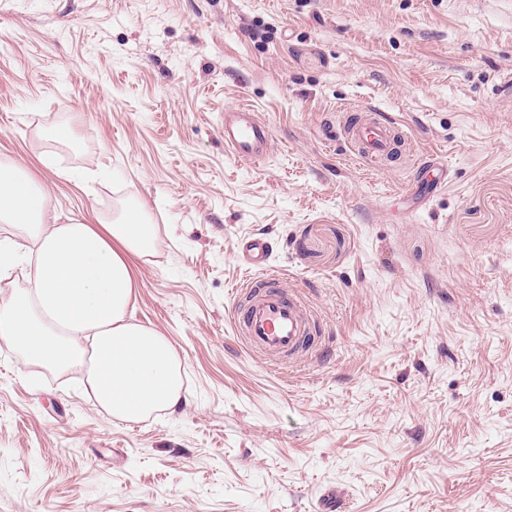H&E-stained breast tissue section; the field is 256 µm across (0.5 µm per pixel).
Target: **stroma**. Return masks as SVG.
<instances>
[{
  "instance_id": "stroma-1",
  "label": "stroma",
  "mask_w": 512,
  "mask_h": 512,
  "mask_svg": "<svg viewBox=\"0 0 512 512\" xmlns=\"http://www.w3.org/2000/svg\"><path fill=\"white\" fill-rule=\"evenodd\" d=\"M510 75L512 0H0V156L64 214L144 208L128 315L187 398L120 421L0 340V512H512ZM365 107L413 140L377 171L325 140ZM254 234L321 321L279 365L230 322ZM272 141L270 125L250 105L224 110V150L235 158L262 161Z\"/></svg>"
}]
</instances>
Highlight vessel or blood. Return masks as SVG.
<instances>
[{
    "mask_svg": "<svg viewBox=\"0 0 512 512\" xmlns=\"http://www.w3.org/2000/svg\"><path fill=\"white\" fill-rule=\"evenodd\" d=\"M271 141L270 125L250 105L225 110L224 149L228 154L259 162L267 156ZM408 141L396 119L371 108L345 121L342 129L344 152L373 169ZM238 249L240 263L252 277L232 292L230 317L236 334L250 350L272 362L307 349L319 333L318 317L298 294L283 290L267 238H243Z\"/></svg>",
    "mask_w": 512,
    "mask_h": 512,
    "instance_id": "1",
    "label": "vessel or blood"
}]
</instances>
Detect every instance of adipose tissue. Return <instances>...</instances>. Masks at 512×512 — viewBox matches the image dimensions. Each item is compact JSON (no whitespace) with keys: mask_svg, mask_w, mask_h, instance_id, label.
Here are the masks:
<instances>
[{"mask_svg":"<svg viewBox=\"0 0 512 512\" xmlns=\"http://www.w3.org/2000/svg\"><path fill=\"white\" fill-rule=\"evenodd\" d=\"M0 340L27 364L88 365L86 383L111 416L134 420L186 401L181 363L155 328L129 321L134 260L149 258L155 225L121 216L61 218L29 169L0 160ZM26 267V283L13 275Z\"/></svg>","mask_w":512,"mask_h":512,"instance_id":"adipose-tissue-1","label":"adipose tissue"}]
</instances>
